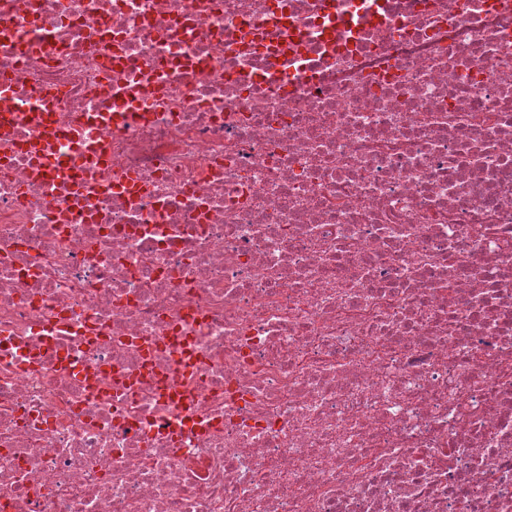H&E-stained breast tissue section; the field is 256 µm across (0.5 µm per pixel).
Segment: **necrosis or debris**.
I'll use <instances>...</instances> for the list:
<instances>
[{
  "label": "necrosis or debris",
  "instance_id": "obj_1",
  "mask_svg": "<svg viewBox=\"0 0 512 512\" xmlns=\"http://www.w3.org/2000/svg\"><path fill=\"white\" fill-rule=\"evenodd\" d=\"M0 512H512V0H0Z\"/></svg>",
  "mask_w": 512,
  "mask_h": 512
}]
</instances>
